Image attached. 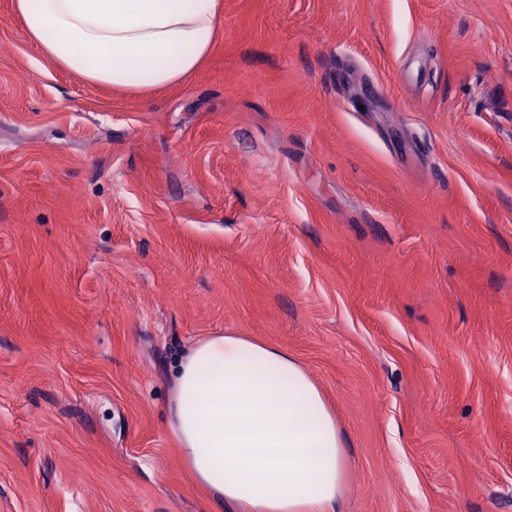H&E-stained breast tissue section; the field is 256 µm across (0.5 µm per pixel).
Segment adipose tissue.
Wrapping results in <instances>:
<instances>
[{
  "label": "adipose tissue",
  "instance_id": "adipose-tissue-1",
  "mask_svg": "<svg viewBox=\"0 0 512 512\" xmlns=\"http://www.w3.org/2000/svg\"><path fill=\"white\" fill-rule=\"evenodd\" d=\"M30 42L92 83L184 81L224 28L223 0H14ZM170 429L198 483L237 512H334L344 450L319 387L282 349L209 336L172 365Z\"/></svg>",
  "mask_w": 512,
  "mask_h": 512
}]
</instances>
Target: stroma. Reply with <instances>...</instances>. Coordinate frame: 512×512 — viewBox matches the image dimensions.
<instances>
[{
	"instance_id": "1",
	"label": "stroma",
	"mask_w": 512,
	"mask_h": 512,
	"mask_svg": "<svg viewBox=\"0 0 512 512\" xmlns=\"http://www.w3.org/2000/svg\"><path fill=\"white\" fill-rule=\"evenodd\" d=\"M220 332L322 389L337 512H512V0H224L140 94L0 0V512H226L167 416Z\"/></svg>"
}]
</instances>
